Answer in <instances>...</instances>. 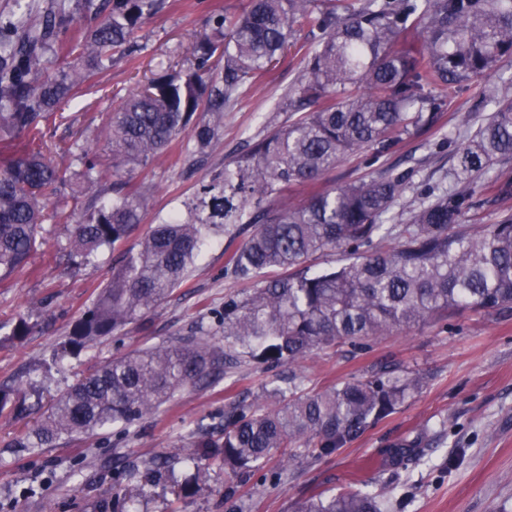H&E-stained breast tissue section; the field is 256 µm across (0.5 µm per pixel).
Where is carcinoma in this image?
I'll return each mask as SVG.
<instances>
[{"instance_id": "obj_1", "label": "carcinoma", "mask_w": 512, "mask_h": 512, "mask_svg": "<svg viewBox=\"0 0 512 512\" xmlns=\"http://www.w3.org/2000/svg\"><path fill=\"white\" fill-rule=\"evenodd\" d=\"M0 15V137L24 139L0 157V281L24 271L37 249L47 201L62 181L44 128L112 53L131 51L135 29L161 0H61L42 15L24 0ZM309 18L318 31L305 52L294 92L280 109L304 113L255 140L250 150L201 181L182 208L158 219L137 249L121 253L112 276L59 343L54 357H76L96 341L141 319L177 288L206 240L238 225L251 233L224 271L251 282L269 269L282 274L224 301V346L201 332L116 358L82 375L15 439L21 448H52L64 436L108 425L127 429L177 392L237 369L248 358L269 369L294 367L317 350L430 323L452 309L512 311V218L464 224L478 180L512 155V98L459 143L452 175L458 188L431 192L403 224L390 223L409 184L388 174L339 189L318 188L343 158L364 149L381 155L434 126L447 90L512 54V0H248L239 13L215 17L192 45L191 65L166 69L113 109L106 135L112 185L80 213L55 212L67 225L71 256L85 263L117 246L143 223L146 193L123 190V178L166 152L181 135L206 150L224 126V106L244 85L283 58L292 25ZM424 24L421 45L396 49L411 24ZM70 60L45 78L47 54ZM79 182L94 184L95 157L82 150ZM296 185L312 188L299 206L272 204ZM336 250L345 263L313 271L308 263ZM268 389L272 408L239 401L224 410L223 438H205L185 455L194 468L175 485L195 494L213 468L245 482L271 455L288 462L328 457L396 413L424 378L394 370L350 377L323 391L304 377ZM21 416L17 393L0 386V412ZM418 438L382 454L392 471L421 461ZM373 483L297 501L291 512H390L395 497Z\"/></svg>"}]
</instances>
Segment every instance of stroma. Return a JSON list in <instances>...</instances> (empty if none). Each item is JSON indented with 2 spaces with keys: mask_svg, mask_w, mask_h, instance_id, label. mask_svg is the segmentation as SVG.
<instances>
[{
  "mask_svg": "<svg viewBox=\"0 0 512 512\" xmlns=\"http://www.w3.org/2000/svg\"><path fill=\"white\" fill-rule=\"evenodd\" d=\"M246 4L162 0L157 14L134 32L137 52L114 57L109 69L94 73L49 123L46 138L60 146L52 160L63 177L50 208L78 212L86 203L73 191L79 165L69 146L95 153L101 180L111 181L104 123L112 100L131 92L138 79L185 60L195 36L210 28L214 16L241 11ZM310 29L306 20L295 23L286 59L225 108L224 131L206 156L188 149L182 137L135 172L130 189L143 187L149 193L141 232L178 208L204 177L222 170L252 140L296 120V113L277 111L276 106L301 73ZM492 87L512 95V56L497 61L482 77L449 89L435 126L380 157L365 151L344 158L324 176L322 187L412 171V187L394 210L396 223L405 222L429 188H453L456 142L472 135L492 111L485 97ZM496 180L512 181V156L500 159L484 176L466 215L469 223L495 224L512 215V199L496 197ZM247 237V232L237 231L213 239L180 286L142 320L49 369L45 359L110 278L112 253L107 250L90 263L73 265L65 229L46 220L29 271L0 282V383L36 384L46 406L88 370L172 341L196 326H204L214 343L223 344L224 302L248 289L247 283L225 275L224 264ZM21 317L36 330L18 342L9 333ZM385 366L417 371L426 384L397 413L336 454L296 462L278 484H240L245 512H289L295 501L338 492L367 475L401 496L395 512H512V311H462L369 340L360 349L330 347L302 361L296 371L304 376L306 389L318 391ZM272 377V371L246 360L231 377L178 392L130 429L112 425L66 436L53 448L16 447L17 435L34 429L39 417L22 420L10 411L0 412V512H112L116 496L125 499L128 512H224L223 471L212 470L186 499L173 495V483L188 474L183 458L191 443L220 430L225 407L245 396L260 398ZM416 437L423 440L424 462L408 464L400 475L374 472L385 448ZM159 458L165 459V469L161 477H150L148 470ZM119 468L133 471V478L115 483Z\"/></svg>",
  "mask_w": 512,
  "mask_h": 512,
  "instance_id": "stroma-1",
  "label": "stroma"
}]
</instances>
